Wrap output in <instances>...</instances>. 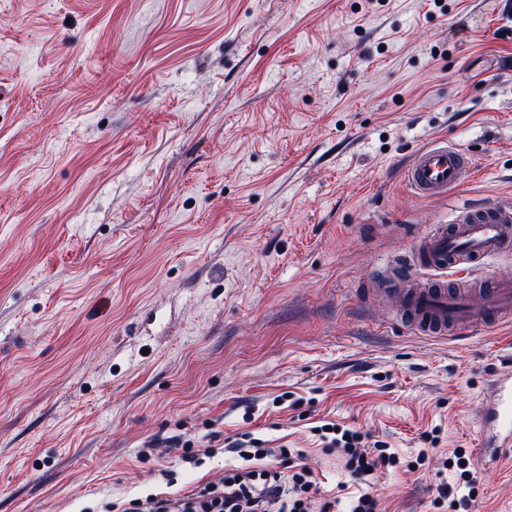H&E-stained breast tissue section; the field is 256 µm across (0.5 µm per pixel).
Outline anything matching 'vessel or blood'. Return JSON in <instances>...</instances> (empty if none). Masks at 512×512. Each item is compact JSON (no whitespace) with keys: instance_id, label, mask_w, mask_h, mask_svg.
I'll list each match as a JSON object with an SVG mask.
<instances>
[{"instance_id":"vessel-or-blood-1","label":"vessel or blood","mask_w":512,"mask_h":512,"mask_svg":"<svg viewBox=\"0 0 512 512\" xmlns=\"http://www.w3.org/2000/svg\"><path fill=\"white\" fill-rule=\"evenodd\" d=\"M470 167L466 152L439 137L420 148L404 173L412 192L424 198L447 195ZM512 253V203L468 212L450 225H437L414 242L408 267L397 276L398 310L421 335L452 334L491 317L512 313V281L483 283L476 295L448 292L444 278H475L489 259ZM512 454V369L493 381L479 417L476 460L497 466Z\"/></svg>"}]
</instances>
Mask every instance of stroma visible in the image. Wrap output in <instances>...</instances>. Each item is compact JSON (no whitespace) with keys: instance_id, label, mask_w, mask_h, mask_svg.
Instances as JSON below:
<instances>
[{"instance_id":"35a3bbf8","label":"stroma","mask_w":512,"mask_h":512,"mask_svg":"<svg viewBox=\"0 0 512 512\" xmlns=\"http://www.w3.org/2000/svg\"><path fill=\"white\" fill-rule=\"evenodd\" d=\"M438 136L472 167L421 198ZM508 200L500 0H0V512L184 494L246 432L344 501L326 421L399 456L386 512H450L440 461L473 453L512 321L423 336L376 290ZM478 492L512 512V469ZM469 168L466 152L439 137L415 153L404 179L415 195L437 198L459 186Z\"/></svg>"}]
</instances>
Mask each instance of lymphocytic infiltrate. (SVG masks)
<instances>
[{
    "mask_svg": "<svg viewBox=\"0 0 512 512\" xmlns=\"http://www.w3.org/2000/svg\"><path fill=\"white\" fill-rule=\"evenodd\" d=\"M321 437L326 450L341 453L350 478L362 487L349 512H382V502L373 490L375 475L397 466L395 452L379 442L373 451H365L364 434L331 422L322 425ZM228 451L240 458V465L217 475L202 490L187 495L151 494L134 498L124 512H336L335 500L318 501L312 496L314 480L308 467L295 465L285 477L255 469V462L273 455L290 459V449L266 448L259 445L257 438L248 436L230 443ZM466 458L465 451L458 449L445 463L457 469L458 485H465L467 495L457 496L458 485L448 483L436 489V503L450 504L456 512H471L480 484L477 471L467 464Z\"/></svg>",
    "mask_w": 512,
    "mask_h": 512,
    "instance_id": "lymphocytic-infiltrate-1",
    "label": "lymphocytic infiltrate"
}]
</instances>
